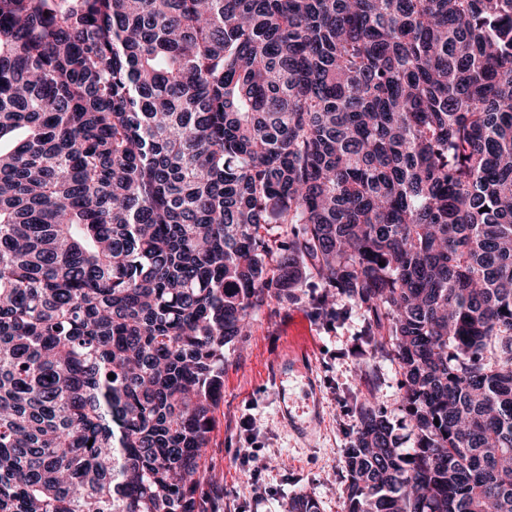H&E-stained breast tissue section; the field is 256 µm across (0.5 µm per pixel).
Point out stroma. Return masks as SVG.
<instances>
[{"mask_svg":"<svg viewBox=\"0 0 512 512\" xmlns=\"http://www.w3.org/2000/svg\"><path fill=\"white\" fill-rule=\"evenodd\" d=\"M315 289V282H305L304 300L271 305L254 318L249 335L224 350V391L213 411L203 490L224 494L237 512H287L300 494L311 496L318 512H343L344 453L364 397L387 410L402 447L410 445L395 363L365 349L361 318L346 299L337 301L347 310L344 318L313 317L306 297ZM296 313L310 318L307 366L319 393L317 420L305 438L281 418L275 376L276 364L288 356V319ZM243 419L252 420V429L239 428ZM242 448L253 458L239 456Z\"/></svg>","mask_w":512,"mask_h":512,"instance_id":"obj_1","label":"stroma"}]
</instances>
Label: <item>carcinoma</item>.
<instances>
[{
	"mask_svg": "<svg viewBox=\"0 0 512 512\" xmlns=\"http://www.w3.org/2000/svg\"><path fill=\"white\" fill-rule=\"evenodd\" d=\"M307 276L412 438L360 403L344 512H512V0H0V512H206Z\"/></svg>",
	"mask_w": 512,
	"mask_h": 512,
	"instance_id": "obj_1",
	"label": "carcinoma"
}]
</instances>
